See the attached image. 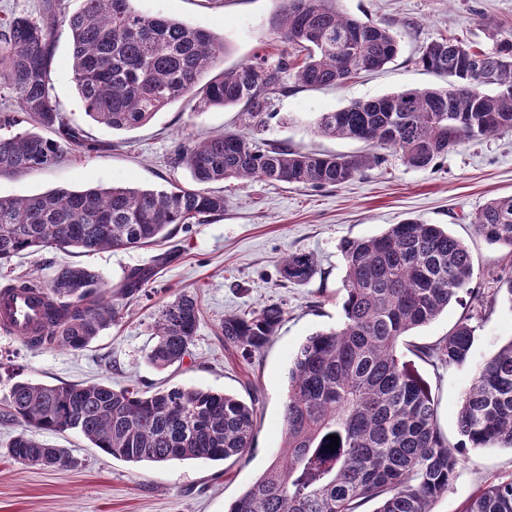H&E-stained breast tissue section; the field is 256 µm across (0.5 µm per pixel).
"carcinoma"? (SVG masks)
Listing matches in <instances>:
<instances>
[{
    "label": "carcinoma",
    "mask_w": 512,
    "mask_h": 512,
    "mask_svg": "<svg viewBox=\"0 0 512 512\" xmlns=\"http://www.w3.org/2000/svg\"><path fill=\"white\" fill-rule=\"evenodd\" d=\"M132 0H82L69 14L62 0H44L40 18L12 16L0 24V82L18 111L0 112V168H45L61 157L60 142L94 151L84 130L58 112L49 92L59 23L73 39V79L86 114L114 130H130L195 91L203 108H242L247 125H265L270 98L293 71L305 86L340 85L362 69L377 70L398 52L386 26L342 12L340 0H282L272 28L288 49L259 56L212 78L225 43L201 28L144 15ZM486 51L452 38L429 43L420 63L448 77L441 89H409L323 112L316 132L364 141L363 155L302 153L286 145L262 148L239 134L178 145L174 167L198 184L261 179L312 187L339 186L385 161L392 150L410 168H426L461 140L512 130V34ZM53 130L48 139L37 128ZM224 213V196L181 185L120 186L0 196V267L47 247L86 254L143 248L171 233ZM487 241L512 248V196L493 198L470 216ZM343 319L300 345L288 369L282 451L228 512H434L452 485L467 447L512 448V340L488 357L465 391L457 415L462 442L450 447L437 428L435 401L424 380L398 354L401 337L440 316L470 291L471 255L440 224L407 219L384 232L345 240ZM283 278L305 282L317 271L305 253L280 262ZM150 272L130 271L110 299L100 275L65 266L52 279L19 275L0 283L5 298L25 293L43 306L42 334L31 348L81 350L121 319L140 298ZM285 310L277 302L224 317V344L247 354L274 336ZM201 321L198 297L181 292L152 327L146 362L158 370L180 364ZM475 328L464 319L416 356L463 364ZM3 422L28 429L74 431L103 453L128 463L224 461L252 446L254 404L226 393L171 387L147 395L108 382L47 385L15 381L0 411ZM330 434L339 447L330 452ZM7 455L24 465L61 468L66 448L15 436ZM460 512H512V482L489 483Z\"/></svg>",
    "instance_id": "1"
}]
</instances>
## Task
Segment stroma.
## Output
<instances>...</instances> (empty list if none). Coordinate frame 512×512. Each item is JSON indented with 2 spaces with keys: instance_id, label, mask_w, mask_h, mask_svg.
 <instances>
[{
  "instance_id": "stroma-1",
  "label": "stroma",
  "mask_w": 512,
  "mask_h": 512,
  "mask_svg": "<svg viewBox=\"0 0 512 512\" xmlns=\"http://www.w3.org/2000/svg\"><path fill=\"white\" fill-rule=\"evenodd\" d=\"M132 6L144 14L208 30L226 43L228 68L258 55L277 56L284 48L270 24L280 0H224L220 5L211 0H133ZM341 7L362 21L392 29L399 42L396 57L380 70L324 88L306 87L285 75L284 90L271 98L259 142L285 144L301 152L362 153L363 143L317 134L314 123L320 113L406 89L444 86L446 77L418 62L428 43L455 36L489 49L493 42L486 22L512 31V0H341ZM53 39L50 95L59 111L81 126L99 148L89 153L65 151L58 163L47 168L0 169V196L96 186L154 189L171 182L186 184L188 172L170 163L179 143L225 131L249 132L238 108L198 111L186 98L135 129L100 125L86 115L76 90L68 26H58ZM206 189L224 196L223 215L177 228L158 244L90 255L75 248H47L13 258L0 268V280L23 274L47 280L59 267L79 264L99 271L109 292L119 288L130 269L152 270L145 296L85 349H32L0 331V398L6 395L15 371L49 385L104 380L116 388L135 386L145 391L179 386L244 400L253 395L258 403L251 448L242 458L222 462L132 464L93 448L75 432L38 431L35 439L68 449L73 459L67 468L42 469L4 455L21 427L0 422V512H227L268 468L282 444L283 405L293 355L309 335L337 326L343 319L341 243L380 234L408 218L447 225L473 259V293L409 336L411 343L432 344L447 336L463 317H470L476 332L469 360L436 366L412 353L404 355L428 385L441 434L449 445L459 443L457 411L464 391L477 368L512 340V305L496 292L497 277L512 272V250L487 242L468 219L489 199L512 195V132L461 141L448 155L422 169L406 167L390 151L381 166L342 186L254 179L210 183ZM291 253L313 256L317 272L307 282L292 283L281 277L279 262ZM162 254L170 260L160 265L156 258ZM182 291L198 295L201 323L189 356L160 371L145 362L144 353L157 315ZM271 302L282 304L284 321L261 351L247 355L225 345L220 331L225 315ZM465 457L454 483L437 502L436 512H460L484 485L512 480L511 449L470 448Z\"/></svg>"
}]
</instances>
